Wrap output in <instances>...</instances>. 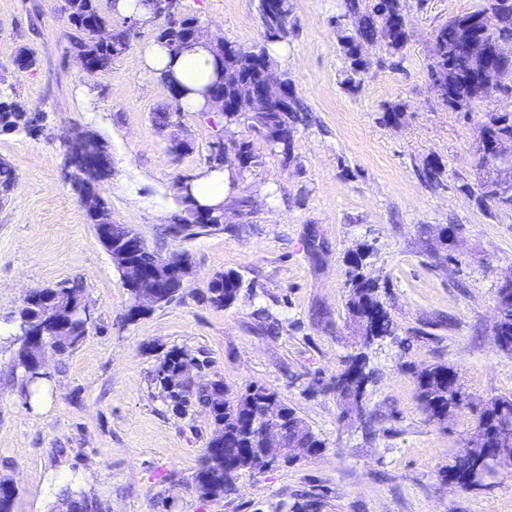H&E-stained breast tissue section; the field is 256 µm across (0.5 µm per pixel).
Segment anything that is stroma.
Segmentation results:
<instances>
[{
    "mask_svg": "<svg viewBox=\"0 0 512 512\" xmlns=\"http://www.w3.org/2000/svg\"><path fill=\"white\" fill-rule=\"evenodd\" d=\"M192 15L242 47L263 41L258 0H188ZM410 39L396 58L382 43L358 90L344 85L333 20L342 0H292L291 32L275 58L313 120L298 126L289 162L244 130L258 163L225 195L223 230L177 240L179 179L208 172L220 112H185L159 127L172 102L140 54L157 30L142 28L111 69L86 78L68 52L65 0H0V87L42 111L38 135L0 132V160L17 176L0 204V478L18 490L14 512H51L62 487L97 512H512V475L462 490L439 472L471 427L430 423L416 399L417 369L445 363L474 399L512 394V353L495 340L496 293L512 271V210L459 192L476 182L474 147L487 113H512L499 91L470 113L442 105L428 75L430 33L484 0H402ZM20 49L32 70L11 63ZM402 105L398 123L383 105ZM95 134L112 156L100 191L112 221L161 254L187 250L193 272L179 298L129 318L130 295L98 241L64 144L73 129ZM191 147L176 154L174 138ZM443 176L420 178L428 161ZM251 205L238 210L239 199ZM462 225L437 259L441 228ZM371 245L368 271L385 282L395 336L370 350L371 427L341 418L331 382L355 352L345 308L347 251ZM240 274L233 306L207 299L219 272ZM78 283L93 326L75 349L48 358L39 397L14 368V316L28 289ZM203 351L228 395L275 391L324 440L314 458L243 473L235 492L204 500L190 482L210 432L207 416H181L152 373L171 348Z\"/></svg>",
    "mask_w": 512,
    "mask_h": 512,
    "instance_id": "obj_1",
    "label": "stroma"
}]
</instances>
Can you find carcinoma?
<instances>
[{"label":"carcinoma","instance_id":"carcinoma-1","mask_svg":"<svg viewBox=\"0 0 512 512\" xmlns=\"http://www.w3.org/2000/svg\"><path fill=\"white\" fill-rule=\"evenodd\" d=\"M67 18L70 26L68 51L71 56L105 71L112 67L115 59L126 53L130 47L131 33L124 19L112 20L101 12L98 0H66ZM282 7L276 12L269 9V0H258V13L263 29V43L250 48L232 46L235 55L226 58L213 55V77L203 86L207 91L215 84L224 90V129L240 127L255 129L262 133L270 150L288 161L291 142L296 125L310 120L309 110L298 96H293L285 112L271 106L267 109L244 107L235 108V97L243 80L259 82L263 71H278V63L271 56L268 44L281 42L290 34L292 3L281 0ZM481 14H493L499 18L498 26L490 32V37L502 42L512 41V0H486L484 8L449 19L434 28L431 34L432 62L429 66L431 82L448 84L454 82L455 102L466 106L473 98L467 77H453L448 71L452 61L462 68L469 66L465 56L466 44L477 37L482 29ZM342 16L352 21V27L340 31L339 41L347 63L344 83L356 88L361 76L360 58L356 50L359 46L381 40L392 55L400 53L409 40V31L403 23V6L400 0H344ZM197 17L186 18V23L178 29L160 30L157 40L172 46L192 32V24ZM106 28L109 38L100 40L97 29ZM158 83L169 94L175 114L184 111L182 100L189 90L182 86L171 73L164 71L155 75ZM40 113L28 108L16 96L7 91L0 93V132L17 129L33 131ZM483 132L492 137L512 140V116L508 114L488 115ZM240 174L255 164L251 145L243 140L237 148L227 151L219 142L211 145L209 163L213 169L232 165L236 159ZM442 168L437 161L427 162L420 177L430 187L440 184ZM16 186V175L6 162H0V199L8 198ZM459 191L473 196L478 203L485 205L492 201L489 184L483 179L471 183L464 181ZM80 192L95 197V211L87 212L90 224L99 229L101 224L112 223V211L96 187L80 186ZM177 203L184 212L182 222L173 225L176 237L191 239L203 231L224 229V211L198 204L193 196L177 191ZM371 248L362 243L345 257L347 265L346 285L348 288L345 307L355 335L360 337V350L348 356L344 367L336 375L334 390L339 399L342 413L363 417L368 414L365 393L375 380V370L370 366L368 349L387 337L395 335L396 328L383 301L378 280L366 273L367 259ZM165 256L144 245L133 252V262L144 271L156 270ZM242 281L234 271L215 274L208 283L210 302L220 307H230L238 299ZM84 299L83 290L73 283L47 288L37 300H24L14 317L17 328H29L39 321H46L55 314L65 317L72 308ZM85 318L77 313L67 322L63 330L50 332L37 337L43 342L47 353L53 355L75 348L89 333L84 326ZM495 335L509 340L499 347L512 352V284L502 285L497 291ZM30 336L16 334L18 348L15 369L22 374L25 387L36 384V365L27 352ZM211 362L199 358L194 352L183 348H172L160 358L152 381L160 396L170 402L173 409L187 415L199 407L210 419V434L206 441L200 467L192 477L191 487L203 499L220 498L235 490V482L244 471L260 473L256 460L248 457L254 448L253 435L247 422L256 413L265 412L268 403L273 402L281 409L278 424L287 428L288 439L301 448L314 449V455L322 453L324 441L307 425L297 411L288 406L279 396L265 387L248 386L233 399H224L222 408H216L214 394L209 379ZM205 373L207 382L186 390L180 381L183 371ZM418 399L428 421L440 426L462 415H471L470 449L455 453L452 464L441 471L442 479L452 480L467 489L465 477L477 478L488 468H496L498 473L512 470V395L474 402L459 378L458 372L445 363H437L414 372ZM17 489L11 480L0 479V512H13ZM55 507L60 512H93V504L87 497L68 488L57 497Z\"/></svg>","mask_w":512,"mask_h":512}]
</instances>
